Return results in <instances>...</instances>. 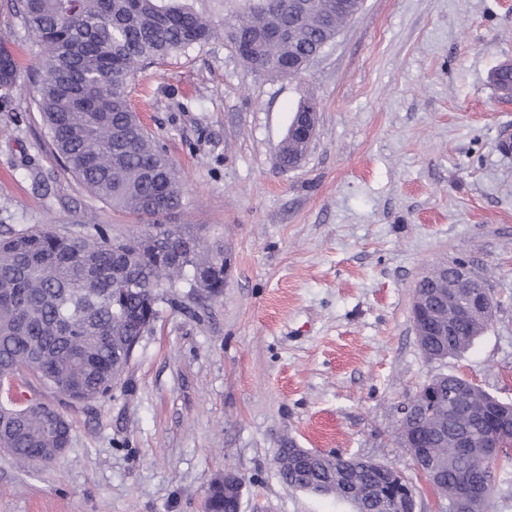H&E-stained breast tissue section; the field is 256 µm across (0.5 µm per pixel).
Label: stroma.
<instances>
[{
    "label": "stroma",
    "instance_id": "35a3bbf8",
    "mask_svg": "<svg viewBox=\"0 0 512 512\" xmlns=\"http://www.w3.org/2000/svg\"><path fill=\"white\" fill-rule=\"evenodd\" d=\"M21 91L0 104V239L44 225L115 237L148 226L87 192L44 142L42 48L0 0ZM512 0H365L296 78L268 79L218 38L137 72L129 100L182 177L165 221L224 248L217 297L179 289L100 402L55 405L71 443L53 465L0 453V512H205L211 479L244 480L240 512H352L289 488L274 459L294 441L410 481L417 512H448L398 436L399 406L455 374L512 402ZM318 106L306 159L274 151L301 98ZM463 260L496 308L464 353L432 361L414 288Z\"/></svg>",
    "mask_w": 512,
    "mask_h": 512
}]
</instances>
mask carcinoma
I'll list each match as a JSON object with an SVG mask.
<instances>
[{"label": "carcinoma", "mask_w": 512, "mask_h": 512, "mask_svg": "<svg viewBox=\"0 0 512 512\" xmlns=\"http://www.w3.org/2000/svg\"><path fill=\"white\" fill-rule=\"evenodd\" d=\"M224 0H11V8L44 46L37 110L48 144L66 171L92 196L152 226L151 234L118 243L94 224L84 233L32 226L0 239V380L26 376L39 387L65 397L73 406L106 398L125 371L130 350L139 345L163 305L175 306L179 283L199 277L206 294L224 290V250L202 241L182 248L190 231L162 225L161 217L182 206L181 178L130 107L127 87L134 73L175 53L201 48L218 33L233 45L263 34L261 53L279 62L262 73L284 75L288 58L319 55L356 13L336 12L335 0H241L234 21L220 29L212 3ZM14 56L0 39V90L18 87ZM493 82L512 91V65L501 64ZM310 145L284 138L277 146L283 163L302 160ZM475 340L469 325L455 336H420L422 350L457 355ZM458 384L441 374L433 394L419 403L406 426L436 460L428 478L445 498L473 484L490 495L500 474H512V428L498 434L502 470L495 459L461 454L441 442L437 424L447 427L448 404L435 396ZM486 392L473 399L460 426L478 442L489 435ZM57 410L31 397L0 404V449L17 461H33L61 440L54 427ZM294 443L279 449L277 467L290 488L334 495L356 512H369L373 500L388 497L376 484L375 467L336 456L347 480L315 456L299 466L286 462ZM242 489L220 485L206 512H239Z\"/></svg>", "instance_id": "carcinoma-1"}]
</instances>
